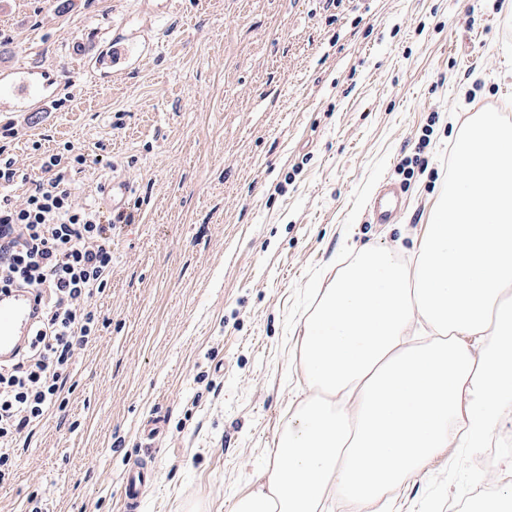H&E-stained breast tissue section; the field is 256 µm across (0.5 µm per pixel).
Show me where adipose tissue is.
I'll list each match as a JSON object with an SVG mask.
<instances>
[{
  "label": "adipose tissue",
  "instance_id": "adipose-tissue-1",
  "mask_svg": "<svg viewBox=\"0 0 512 512\" xmlns=\"http://www.w3.org/2000/svg\"><path fill=\"white\" fill-rule=\"evenodd\" d=\"M453 172L406 266L364 247L316 283L301 365L309 397L274 450L279 464L230 512H370L421 474L452 429L487 447L512 405V122L470 117Z\"/></svg>",
  "mask_w": 512,
  "mask_h": 512
}]
</instances>
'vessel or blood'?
<instances>
[{
	"label": "vessel or blood",
	"instance_id": "vessel-or-blood-1",
	"mask_svg": "<svg viewBox=\"0 0 512 512\" xmlns=\"http://www.w3.org/2000/svg\"><path fill=\"white\" fill-rule=\"evenodd\" d=\"M142 39L139 31L110 34L99 43L90 58L88 69L101 77H111L116 66L137 50ZM59 78L56 72L39 67L18 66L0 71V109L14 113L36 112L44 103L57 98ZM132 192L130 183L115 177L110 181L105 203L116 209L124 207ZM401 191L387 185L375 191L370 216L373 223H390L398 212ZM42 304L32 289L15 286L0 291V362L15 359L31 342L35 325L40 320ZM154 470L151 459H144L130 467L120 487L122 512H140L142 492L152 481Z\"/></svg>",
	"mask_w": 512,
	"mask_h": 512
}]
</instances>
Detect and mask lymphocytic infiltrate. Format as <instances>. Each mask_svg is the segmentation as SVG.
<instances>
[{"label":"lymphocytic infiltrate","instance_id":"obj_1","mask_svg":"<svg viewBox=\"0 0 512 512\" xmlns=\"http://www.w3.org/2000/svg\"><path fill=\"white\" fill-rule=\"evenodd\" d=\"M94 163L67 144L45 152L31 174L0 146V238L20 241L0 254V290L24 285L44 296L29 349L0 364V484L13 475L14 443L65 403L74 359L98 332L92 299L112 274V233L131 221L79 202L72 173Z\"/></svg>","mask_w":512,"mask_h":512}]
</instances>
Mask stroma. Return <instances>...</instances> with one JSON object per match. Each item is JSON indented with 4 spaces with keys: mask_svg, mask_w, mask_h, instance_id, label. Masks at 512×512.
<instances>
[{
    "mask_svg": "<svg viewBox=\"0 0 512 512\" xmlns=\"http://www.w3.org/2000/svg\"><path fill=\"white\" fill-rule=\"evenodd\" d=\"M156 51L99 82L97 31L147 22L159 0H0V69L57 68L41 112H0L7 150L34 165L64 143L99 156L80 201L119 173L134 221L112 238L93 302L99 335L76 359L63 410L17 444L0 512H120L124 472L159 419L141 512H228L274 465L303 397L297 369L311 287L373 244L409 259L448 183L464 121L512 114V0H179ZM427 147H420L421 136ZM422 153L412 177L404 158ZM390 182L405 206L369 220ZM512 488V466L442 449L373 512H453Z\"/></svg>",
    "mask_w": 512,
    "mask_h": 512,
    "instance_id": "1",
    "label": "stroma"
}]
</instances>
